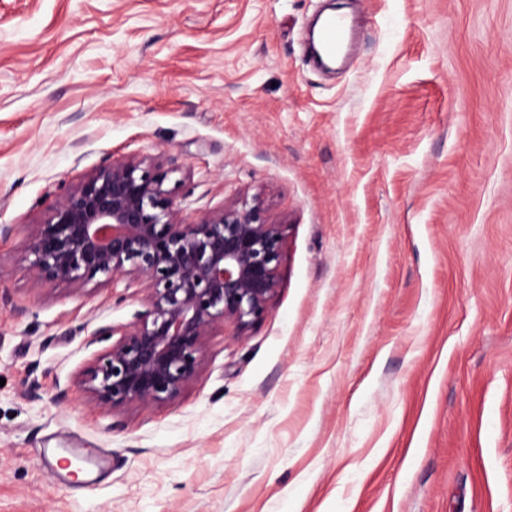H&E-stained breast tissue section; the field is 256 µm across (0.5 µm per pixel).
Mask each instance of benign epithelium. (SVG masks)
<instances>
[{"mask_svg": "<svg viewBox=\"0 0 512 512\" xmlns=\"http://www.w3.org/2000/svg\"><path fill=\"white\" fill-rule=\"evenodd\" d=\"M171 169L152 156L109 161L63 185L21 264L35 288L125 279L141 309L87 335L96 351L80 384L101 411L171 403L202 373L218 327L242 334L269 314L277 293L285 225L259 202L233 203L187 224L167 188Z\"/></svg>", "mask_w": 512, "mask_h": 512, "instance_id": "7a95c632", "label": "benign epithelium"}]
</instances>
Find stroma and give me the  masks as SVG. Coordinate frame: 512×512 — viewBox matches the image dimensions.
I'll use <instances>...</instances> for the list:
<instances>
[{"mask_svg": "<svg viewBox=\"0 0 512 512\" xmlns=\"http://www.w3.org/2000/svg\"><path fill=\"white\" fill-rule=\"evenodd\" d=\"M144 155L186 222L256 200L285 245L262 322L106 415L84 339L136 288L20 258L60 184ZM0 512H512V0H0ZM345 24L341 17L328 16L321 27L319 41L327 56H335L340 50Z\"/></svg>", "mask_w": 512, "mask_h": 512, "instance_id": "stroma-1", "label": "stroma"}]
</instances>
